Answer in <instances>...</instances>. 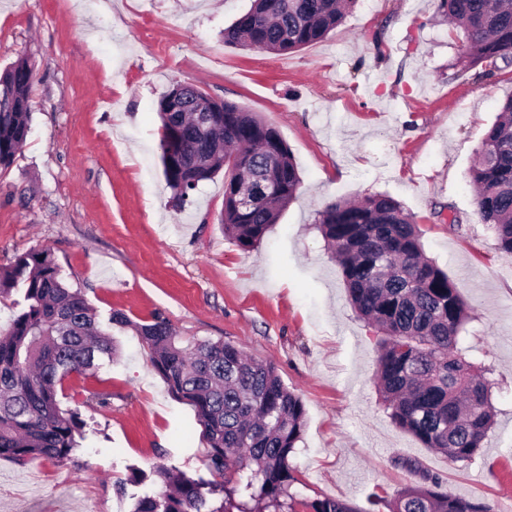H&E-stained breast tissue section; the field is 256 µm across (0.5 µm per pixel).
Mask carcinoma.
I'll return each mask as SVG.
<instances>
[{"instance_id": "cac0c4a2", "label": "carcinoma", "mask_w": 512, "mask_h": 512, "mask_svg": "<svg viewBox=\"0 0 512 512\" xmlns=\"http://www.w3.org/2000/svg\"><path fill=\"white\" fill-rule=\"evenodd\" d=\"M355 0H252L224 29V42L277 54L295 52L336 28ZM449 31L460 40L455 66L472 70L512 63V0H441ZM33 67L21 58L0 73V169L9 168L31 130L28 91ZM224 121L201 123L197 107ZM163 175L181 202L199 182L224 172V235L249 251L266 237L296 197L298 168L276 130L254 113L215 101L180 83L157 102ZM478 220L499 249L512 255V96L486 131L469 171ZM275 187L239 209L238 185ZM317 228L341 267L351 304L377 337L375 376L394 424L455 465L471 460L494 423L489 370L460 342L469 309L448 273L425 255L414 217L386 194L338 200L320 212ZM24 290V304L0 335V455L69 459L83 421L57 399L63 380L98 368L115 345L82 292L71 288L51 251L32 250L0 267V293ZM132 328L152 351L153 367L171 394L191 404L209 443L206 468L221 481L195 479L174 467L152 471L160 490L132 512H361L333 499L309 502L292 490L291 459L305 426L301 398L274 366L230 342L182 341L157 316ZM413 481L396 491L389 512H493L441 490L440 477L407 463Z\"/></svg>"}]
</instances>
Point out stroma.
Segmentation results:
<instances>
[{
	"instance_id": "1",
	"label": "stroma",
	"mask_w": 512,
	"mask_h": 512,
	"mask_svg": "<svg viewBox=\"0 0 512 512\" xmlns=\"http://www.w3.org/2000/svg\"><path fill=\"white\" fill-rule=\"evenodd\" d=\"M440 0H357L323 39L287 55L225 43L250 0H0V71L34 67L30 133L0 170V267L51 250L100 322L164 317L184 339L230 342L275 366L306 409L292 459L303 498L360 512L386 503L415 460L444 491L512 502V255L475 215L468 177L512 68H455ZM191 82L269 122L302 180L261 244L217 222L224 177L178 202L161 166L159 98ZM386 193L415 215L425 253L470 307L464 343L490 371L497 415L471 461L449 464L392 423L374 383L376 338L349 304L316 224L339 199ZM114 359L71 375L58 399L84 438L69 460L0 456V512H132L157 492L132 469L205 474L193 406L175 399L132 329ZM112 396L102 407L97 396Z\"/></svg>"
}]
</instances>
